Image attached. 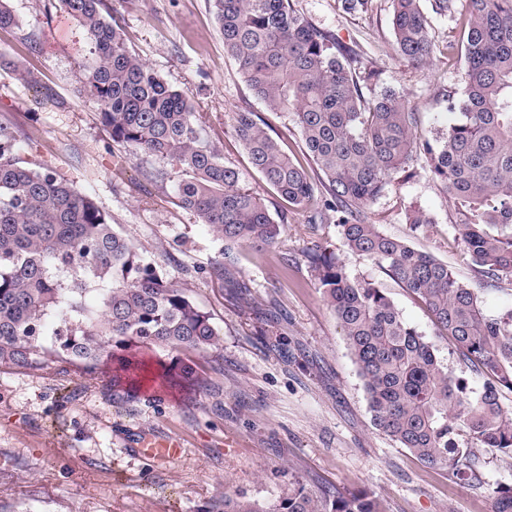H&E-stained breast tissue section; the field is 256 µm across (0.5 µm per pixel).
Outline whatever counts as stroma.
Instances as JSON below:
<instances>
[{
    "label": "stroma",
    "mask_w": 512,
    "mask_h": 512,
    "mask_svg": "<svg viewBox=\"0 0 512 512\" xmlns=\"http://www.w3.org/2000/svg\"><path fill=\"white\" fill-rule=\"evenodd\" d=\"M314 26L356 50L364 68L378 72V88L404 94L420 121L417 137L438 138L448 127L447 90L463 91L464 55L447 52L459 30L450 18L432 17L433 57L412 65L395 51L391 0H369L346 13L340 0H292ZM121 21L130 50L168 83L187 91L196 111L213 115L211 139L242 185L273 217L283 218L278 248L259 254L224 245L174 193L178 173L157 184L145 159L116 167L99 105L84 88L92 59L84 30L59 0H11L15 27L0 30V52L23 59L40 85L28 87L0 70V116L31 136L25 151L39 155L83 193L92 195L139 259L160 255L168 271L213 323L223 340L192 352L146 350L149 365L186 364L202 376L199 388L165 391L144 382L129 400H115L112 371L60 374L53 369L0 367V512H215L225 495L278 503L297 485L316 493L364 490L385 512H493L483 489L460 484L452 473L422 464L377 429L363 381L341 328L327 307L305 258L321 246L348 274L374 282L403 319L434 343L454 373H462L455 346L442 336L426 306L375 263L350 251L336 225H311L288 206L253 168L236 139L235 112H252L302 164H309L291 114L270 110L246 86L209 0H107ZM61 107L40 103L42 90ZM413 177L395 174L368 207L385 234L446 262L458 280L478 289L487 314L512 305V285L484 286L454 229L455 203L414 161ZM435 222L415 230L412 211ZM235 278L218 286L191 267L215 257ZM247 291L235 288V281ZM145 433H174L185 452L158 463L137 456Z\"/></svg>",
    "instance_id": "1"
}]
</instances>
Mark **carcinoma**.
I'll return each instance as SVG.
<instances>
[{
    "mask_svg": "<svg viewBox=\"0 0 512 512\" xmlns=\"http://www.w3.org/2000/svg\"><path fill=\"white\" fill-rule=\"evenodd\" d=\"M85 30L94 58L85 89L100 106L112 144L157 162L146 176L163 184L178 170L181 208L217 239L257 252L276 248L281 224L245 188L209 140V118L189 94L173 87L126 45L106 0H60ZM224 50L247 86L273 111L290 112L329 198L314 207L313 184L252 112H235L232 127L253 167L276 194L310 209L308 223L334 224L346 245L383 268L420 299L481 388L457 376L436 346L407 324L374 283L350 277L336 258L306 254L364 382L373 424L428 467L449 468L464 483L481 484L470 448L512 456V306L487 316L478 292L448 265L384 234L367 207L393 175L425 158L433 178L457 202L454 228L483 282L512 283V0H392L400 56L419 64L436 45L430 16L455 17L465 39L464 98L448 91L453 119L442 137L414 134L417 113L385 88H363L378 73L359 70L357 55L315 27L291 0H209ZM0 69L24 84L34 72L0 53ZM29 139L0 119V367L90 375L112 365V381L135 388L147 377L168 387L195 382L190 368L156 371L139 348L206 351L221 342L210 314L169 276L170 258L142 263L133 244L89 195L37 157ZM202 273L224 286L230 269L219 257ZM465 434L467 441L458 443ZM494 512H512V487L490 489ZM223 512H383L363 492L302 487L267 506L224 494Z\"/></svg>",
    "mask_w": 512,
    "mask_h": 512,
    "instance_id": "1",
    "label": "carcinoma"
}]
</instances>
